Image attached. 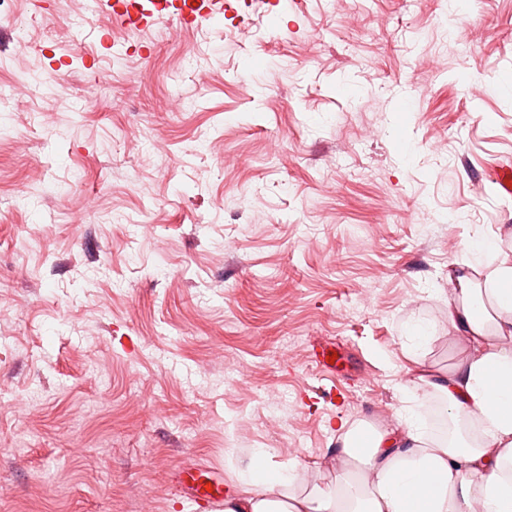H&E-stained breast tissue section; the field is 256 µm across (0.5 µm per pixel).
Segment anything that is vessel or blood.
Returning a JSON list of instances; mask_svg holds the SVG:
<instances>
[{
	"instance_id": "vessel-or-blood-1",
	"label": "vessel or blood",
	"mask_w": 512,
	"mask_h": 512,
	"mask_svg": "<svg viewBox=\"0 0 512 512\" xmlns=\"http://www.w3.org/2000/svg\"><path fill=\"white\" fill-rule=\"evenodd\" d=\"M113 21L130 30L149 28L163 17L185 27L222 14H236L233 0H100ZM176 486L183 492L191 512H222L224 484L203 468L177 473Z\"/></svg>"
}]
</instances>
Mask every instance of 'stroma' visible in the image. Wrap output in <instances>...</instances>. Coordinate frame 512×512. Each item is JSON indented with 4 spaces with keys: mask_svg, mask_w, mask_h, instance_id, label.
Masks as SVG:
<instances>
[{
    "mask_svg": "<svg viewBox=\"0 0 512 512\" xmlns=\"http://www.w3.org/2000/svg\"><path fill=\"white\" fill-rule=\"evenodd\" d=\"M1 26L0 114L25 110L0 139V512H190L177 468L234 495L258 451L312 468L339 421L424 405L409 331L462 357L448 273L512 225V0H252L140 32L0 0Z\"/></svg>",
    "mask_w": 512,
    "mask_h": 512,
    "instance_id": "stroma-1",
    "label": "stroma"
}]
</instances>
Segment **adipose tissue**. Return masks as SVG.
<instances>
[{"mask_svg":"<svg viewBox=\"0 0 512 512\" xmlns=\"http://www.w3.org/2000/svg\"><path fill=\"white\" fill-rule=\"evenodd\" d=\"M500 237H478L448 275L444 319L467 344L448 369L424 364L429 327L418 326L406 353V383L438 394L458 424L480 425L436 436L408 412L368 426L365 442L342 436L332 468L283 472L257 454L246 488L223 512H512V254Z\"/></svg>","mask_w":512,"mask_h":512,"instance_id":"ef3b65f1","label":"adipose tissue"}]
</instances>
